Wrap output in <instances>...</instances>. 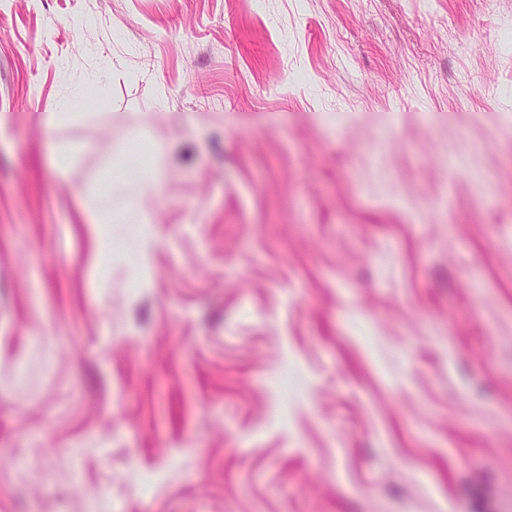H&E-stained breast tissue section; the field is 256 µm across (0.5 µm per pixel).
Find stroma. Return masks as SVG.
I'll return each mask as SVG.
<instances>
[{
  "label": "stroma",
  "mask_w": 512,
  "mask_h": 512,
  "mask_svg": "<svg viewBox=\"0 0 512 512\" xmlns=\"http://www.w3.org/2000/svg\"><path fill=\"white\" fill-rule=\"evenodd\" d=\"M1 448L0 512H512V0H0ZM157 172L154 170L150 176H144L138 165H131L122 179H115L111 195H121L128 198V211L132 215L130 224H140L141 234L146 238L151 231L152 224L149 210L140 206V200L152 196L156 191Z\"/></svg>",
  "instance_id": "obj_1"
}]
</instances>
